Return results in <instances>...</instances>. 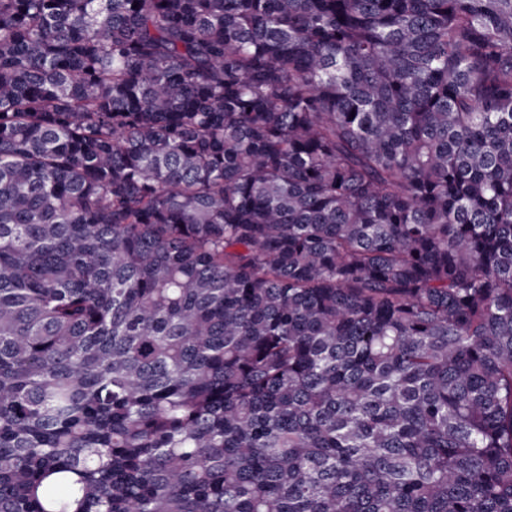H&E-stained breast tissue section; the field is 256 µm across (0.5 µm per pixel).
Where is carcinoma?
I'll return each instance as SVG.
<instances>
[{
  "label": "carcinoma",
  "instance_id": "carcinoma-1",
  "mask_svg": "<svg viewBox=\"0 0 512 512\" xmlns=\"http://www.w3.org/2000/svg\"><path fill=\"white\" fill-rule=\"evenodd\" d=\"M0 512H512V0H0Z\"/></svg>",
  "mask_w": 512,
  "mask_h": 512
}]
</instances>
